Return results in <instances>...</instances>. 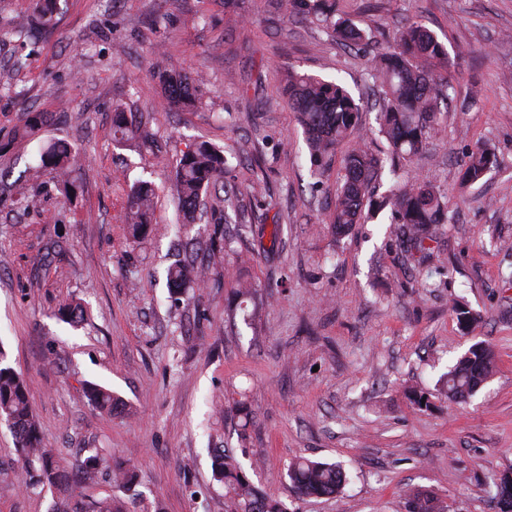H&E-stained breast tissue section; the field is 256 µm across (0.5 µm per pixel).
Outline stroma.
<instances>
[{
	"label": "stroma",
	"instance_id": "35a3bbf8",
	"mask_svg": "<svg viewBox=\"0 0 512 512\" xmlns=\"http://www.w3.org/2000/svg\"><path fill=\"white\" fill-rule=\"evenodd\" d=\"M34 0H0V348L26 381L41 434L66 461L96 448L95 484L80 512L116 497L126 512H225L212 455L233 456L288 512H408L404 492L445 512H497L493 479L512 474V0H339L381 42L416 20L448 49L450 100L426 153L402 175L448 199V222L424 262L390 236V210L336 237L330 224L344 159L374 135L378 95L371 54L317 25L285 17L275 0H242L228 26L224 0H60L53 25L21 46ZM206 75L201 104L167 112L157 51ZM25 56L20 70L16 57ZM345 86L363 101L360 134L313 174L305 134L288 107L283 71ZM148 115L156 153L117 146L112 114ZM206 141L231 168L254 237L225 245L221 264L187 297L170 298L178 244L207 259L209 224H186L172 186L187 147ZM79 152L65 175L40 153ZM491 147L497 166L462 182L469 151ZM155 184L154 230L132 241L126 201ZM253 283L240 301L235 279ZM81 302L79 326L63 305ZM481 315L463 333L455 305ZM489 344L494 376L466 403L439 379L471 345ZM112 390L128 414L94 409L89 385ZM430 393L429 407L411 405ZM299 456L341 462L344 490L294 495ZM141 471L136 493L117 466ZM47 487L27 480L0 426V512H51Z\"/></svg>",
	"mask_w": 512,
	"mask_h": 512
}]
</instances>
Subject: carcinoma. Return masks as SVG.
<instances>
[{"label": "carcinoma", "mask_w": 512, "mask_h": 512, "mask_svg": "<svg viewBox=\"0 0 512 512\" xmlns=\"http://www.w3.org/2000/svg\"><path fill=\"white\" fill-rule=\"evenodd\" d=\"M58 0H36L38 25L51 20ZM278 8L293 17L303 11L305 17L321 23L323 32L347 46L368 44L370 35L350 18L338 13L336 0H277ZM166 95L165 108L185 110L197 106L204 86L199 71L158 68ZM448 50L437 36L417 21L398 26L394 41L381 49L370 70V77L380 87L384 104L378 113V135L390 148L388 154H377L367 146L355 148L348 156L345 175L337 194L331 224L337 235L346 234L352 225L365 217V209L374 206V182L386 164L397 159H410L426 148L439 123L441 105L448 104ZM288 106L300 116L307 132V148L312 165L324 166L337 145L360 130L363 108L343 86L308 75L285 71ZM115 139L126 144L140 140L149 150L152 140L147 131L129 128L125 114L113 113ZM42 162L64 174L77 158L64 146H49L41 154ZM494 151L488 146L471 151L465 162L463 181L475 184L496 165ZM227 159L221 150L200 142L179 159L174 185L181 210L189 223L196 220L201 194L217 178L224 176ZM154 189L148 183L136 185L128 197L127 213L130 234L139 240L152 230ZM386 203L394 220L393 234L407 253L426 254L427 243L436 237L437 226L448 221L445 198L426 181L416 178L394 183ZM206 270L184 261L174 263L168 271L175 293L197 284ZM496 369L494 351L478 343L461 356L441 380V394L457 402L475 392ZM91 404L99 411L114 415L125 411V405L112 391L92 386L88 391ZM10 423L26 473L36 482L48 486L54 494L52 512H73L70 507L72 478L85 484L93 482L101 462L96 448L86 449V457L72 468L62 461L43 441L39 425L31 409L26 382L10 367L0 366V419ZM213 477L226 489V512H288L274 495L260 490L247 477L232 457L217 454L212 461ZM288 478L298 496L333 495L345 485L347 476L336 463L313 461L304 457L288 465ZM115 482L126 491L135 490L139 473L118 468ZM409 512H443L435 499L412 489L405 492Z\"/></svg>", "instance_id": "carcinoma-1"}]
</instances>
